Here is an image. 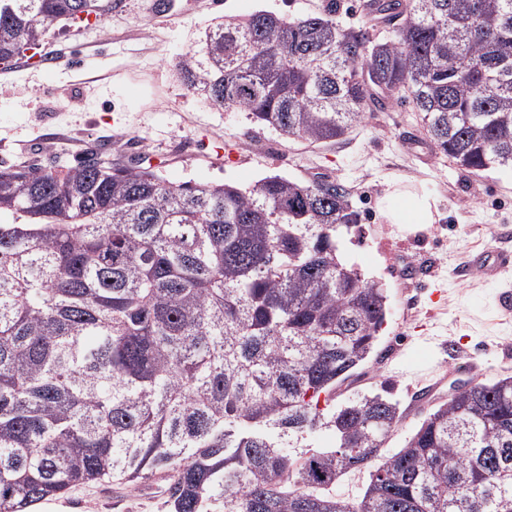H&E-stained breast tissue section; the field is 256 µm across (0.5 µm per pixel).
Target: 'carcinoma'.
<instances>
[{
  "mask_svg": "<svg viewBox=\"0 0 512 512\" xmlns=\"http://www.w3.org/2000/svg\"><path fill=\"white\" fill-rule=\"evenodd\" d=\"M112 0H0V63ZM336 6L222 20L186 89L312 143L405 91L435 154L512 170V0H415L394 35ZM0 512L158 480L169 512H512V377L474 382L380 454L397 403L336 386L369 357L385 289L342 258L361 223L328 178L191 186L77 162L0 169ZM368 472L363 492L339 478ZM336 1V22L346 28H354L369 32L374 36H387L395 26L376 25L365 14L362 3L369 0H335Z\"/></svg>",
  "mask_w": 512,
  "mask_h": 512,
  "instance_id": "cac0c4a2",
  "label": "carcinoma"
}]
</instances>
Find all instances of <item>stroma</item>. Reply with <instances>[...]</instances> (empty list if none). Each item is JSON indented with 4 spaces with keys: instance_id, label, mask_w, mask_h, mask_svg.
I'll return each instance as SVG.
<instances>
[{
    "instance_id": "1",
    "label": "stroma",
    "mask_w": 512,
    "mask_h": 512,
    "mask_svg": "<svg viewBox=\"0 0 512 512\" xmlns=\"http://www.w3.org/2000/svg\"><path fill=\"white\" fill-rule=\"evenodd\" d=\"M154 0H117L101 20L61 23L47 34L42 61L25 57L0 69V169L34 165L59 170L90 155L124 165L138 160L173 182L250 186L281 175L308 180L326 170L342 182L361 215L345 255L383 284L389 311L375 349L336 391L337 401L379 393L397 402L402 419L385 442L390 454L422 420L414 376L437 372L455 386L512 376V316L498 307L512 292V269L487 281L464 262L473 251L512 244V172L460 169L443 156L421 163L405 148L419 131L404 93L336 142L308 144L254 124L247 113L219 110L187 92L177 63L218 17L256 11L301 19L335 4L337 23L386 36L363 0H174L157 13ZM104 65L74 80L86 54ZM435 199L431 224H392L384 215L394 189ZM55 512H167L156 487L112 484L77 488Z\"/></svg>"
}]
</instances>
